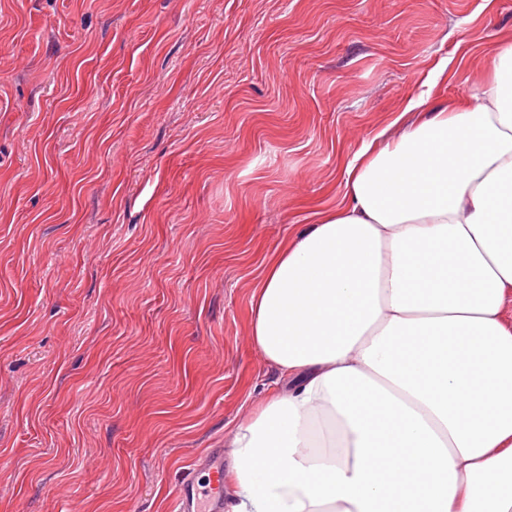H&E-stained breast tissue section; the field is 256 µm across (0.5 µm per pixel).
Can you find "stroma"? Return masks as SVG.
<instances>
[{"label": "stroma", "instance_id": "35a3bbf8", "mask_svg": "<svg viewBox=\"0 0 512 512\" xmlns=\"http://www.w3.org/2000/svg\"><path fill=\"white\" fill-rule=\"evenodd\" d=\"M509 37L512 0H0V512H179L279 380L264 262Z\"/></svg>", "mask_w": 512, "mask_h": 512}]
</instances>
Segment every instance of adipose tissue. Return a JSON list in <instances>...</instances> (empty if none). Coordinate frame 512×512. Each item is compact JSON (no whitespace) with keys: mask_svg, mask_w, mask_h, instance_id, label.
Wrapping results in <instances>:
<instances>
[{"mask_svg":"<svg viewBox=\"0 0 512 512\" xmlns=\"http://www.w3.org/2000/svg\"><path fill=\"white\" fill-rule=\"evenodd\" d=\"M264 264L227 512H512V39Z\"/></svg>","mask_w":512,"mask_h":512,"instance_id":"adipose-tissue-1","label":"adipose tissue"}]
</instances>
